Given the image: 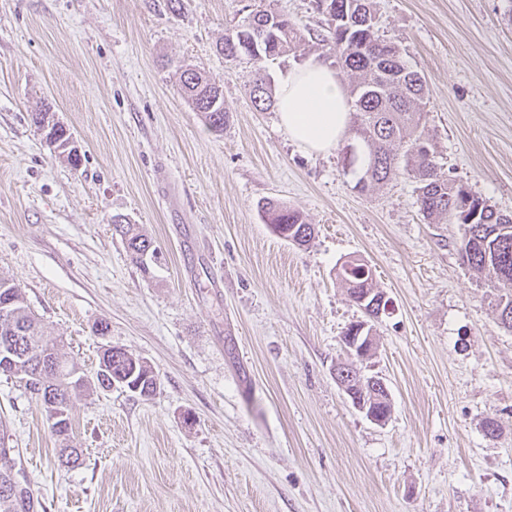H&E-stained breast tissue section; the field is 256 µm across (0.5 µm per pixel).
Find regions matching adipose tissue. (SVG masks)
<instances>
[{
    "label": "adipose tissue",
    "mask_w": 512,
    "mask_h": 512,
    "mask_svg": "<svg viewBox=\"0 0 512 512\" xmlns=\"http://www.w3.org/2000/svg\"><path fill=\"white\" fill-rule=\"evenodd\" d=\"M277 113L290 139L316 153L335 148L349 121L344 87L335 71L319 61L281 76Z\"/></svg>",
    "instance_id": "obj_1"
}]
</instances>
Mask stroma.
<instances>
[{"mask_svg": "<svg viewBox=\"0 0 512 512\" xmlns=\"http://www.w3.org/2000/svg\"><path fill=\"white\" fill-rule=\"evenodd\" d=\"M260 4L186 0L177 15L168 0H0V276L88 377L112 345L159 378L149 396L91 387L63 442L1 375L6 445L46 512H512V333L461 263V228L426 223L406 177L358 192L353 130L316 154L255 110L254 65L219 46ZM272 6L317 59L327 21L314 0ZM376 10L427 80L442 172L512 213V0ZM179 61L223 83V131L183 99ZM44 108L79 167L31 123ZM271 199L314 224L308 246L271 232ZM116 215L152 238L148 269L113 233ZM352 256L391 301L359 364L389 388L383 426L333 375L343 330L363 317L336 276ZM65 444L82 465H60Z\"/></svg>", "mask_w": 512, "mask_h": 512, "instance_id": "1", "label": "stroma"}]
</instances>
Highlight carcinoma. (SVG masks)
<instances>
[{"label":"carcinoma","mask_w":512,"mask_h":512,"mask_svg":"<svg viewBox=\"0 0 512 512\" xmlns=\"http://www.w3.org/2000/svg\"><path fill=\"white\" fill-rule=\"evenodd\" d=\"M317 9L327 17V34L321 36V57L355 75L351 84L352 118L355 134L361 142L362 155L355 188L363 192L383 186L398 175L415 182L416 201L430 224H459L463 227L458 253L462 263L489 282L495 291L494 307L499 324L512 333V214H505L478 195L469 186L456 182L437 166L430 139L419 131L424 113L426 81L410 69L398 45L377 34L374 0H316ZM264 26V36L254 39L253 24ZM306 39L287 16L269 7L251 13L242 24L224 34L220 51L226 58L274 61L290 54L306 55ZM181 90L193 110L201 113L209 130L221 132L229 118L222 89L212 77L196 71H181ZM249 96L255 109L265 112L275 106L276 92L267 76L256 73L249 84ZM34 126L64 144L66 129L49 110L30 113ZM263 218L278 237L299 247L314 235L313 225L303 214L280 203L268 201L261 207ZM112 230L125 243L133 262L143 264V254L152 242L135 225L112 217ZM347 295L358 308H368L384 293L377 288L371 268L359 258L345 261L337 272ZM11 302L9 319L0 320V337H14L17 366L12 375L25 382V388L41 402L46 418L56 407L69 409L70 403L86 387L78 365L62 355L57 345L42 336L39 322L25 304L20 286L0 277V303ZM49 360L58 371L40 367ZM100 367L127 379L123 387L139 394L153 393L158 378L147 362L126 351L109 347L104 350ZM347 391L364 401L377 413L391 409L388 395L372 392L360 385L358 370L348 369ZM22 474L18 488L5 483L12 473ZM0 512H45V505L34 496L31 481L15 449L6 447L0 437Z\"/></svg>","instance_id":"carcinoma-1"}]
</instances>
